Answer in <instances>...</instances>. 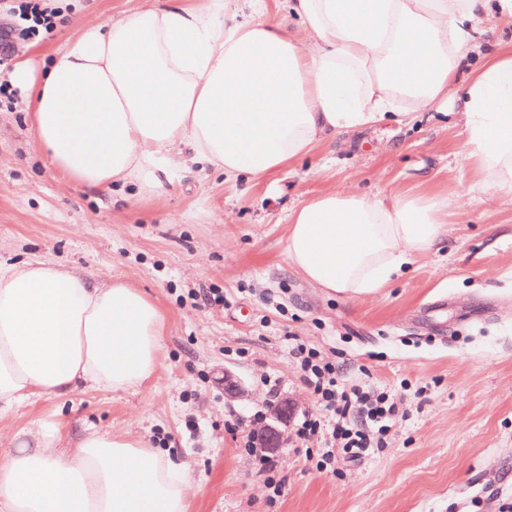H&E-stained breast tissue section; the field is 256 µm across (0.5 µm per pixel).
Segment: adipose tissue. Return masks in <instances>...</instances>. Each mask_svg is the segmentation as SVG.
<instances>
[{"label":"adipose tissue","mask_w":512,"mask_h":512,"mask_svg":"<svg viewBox=\"0 0 512 512\" xmlns=\"http://www.w3.org/2000/svg\"><path fill=\"white\" fill-rule=\"evenodd\" d=\"M492 17L512 31V0H149L88 19L44 76L23 64L11 83L30 93L36 141L66 182L142 196L195 165L260 180L400 104H453L490 210L512 192V51L483 46ZM447 213L439 195L371 199L349 182L292 211L287 261L318 288L369 298L444 241ZM163 334L160 309L127 280L0 265V412L134 388L154 374ZM14 441L5 512H185L187 469L142 440L92 430L65 452L44 424Z\"/></svg>","instance_id":"adipose-tissue-1"}]
</instances>
